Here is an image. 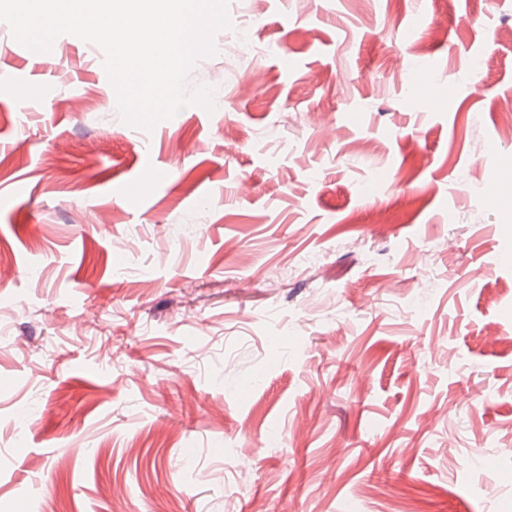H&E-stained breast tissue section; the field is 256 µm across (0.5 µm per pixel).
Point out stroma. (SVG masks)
Listing matches in <instances>:
<instances>
[{
  "label": "stroma",
  "mask_w": 512,
  "mask_h": 512,
  "mask_svg": "<svg viewBox=\"0 0 512 512\" xmlns=\"http://www.w3.org/2000/svg\"><path fill=\"white\" fill-rule=\"evenodd\" d=\"M228 12L149 131L0 21V512H512V0Z\"/></svg>",
  "instance_id": "obj_1"
}]
</instances>
